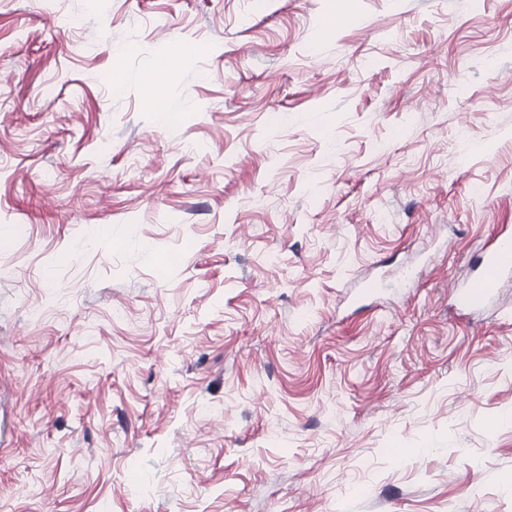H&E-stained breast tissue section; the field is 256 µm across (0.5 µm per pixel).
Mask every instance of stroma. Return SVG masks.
I'll return each mask as SVG.
<instances>
[{
    "label": "stroma",
    "mask_w": 512,
    "mask_h": 512,
    "mask_svg": "<svg viewBox=\"0 0 512 512\" xmlns=\"http://www.w3.org/2000/svg\"><path fill=\"white\" fill-rule=\"evenodd\" d=\"M502 225L512 0H0V512H512ZM194 50V45L181 43L172 52L165 55L161 62L156 64L153 71L141 75L140 84L145 91L147 106L151 111L158 113L159 116L168 117L170 112L177 111L175 104L165 93L159 81V75L178 65L184 56ZM512 272V234L499 233L490 248H481L462 286L453 290L454 307L459 312H479L487 308L499 282Z\"/></svg>",
    "instance_id": "1"
}]
</instances>
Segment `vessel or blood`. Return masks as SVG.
Returning a JSON list of instances; mask_svg holds the SVG:
<instances>
[{"label": "vessel or blood", "mask_w": 512, "mask_h": 512, "mask_svg": "<svg viewBox=\"0 0 512 512\" xmlns=\"http://www.w3.org/2000/svg\"><path fill=\"white\" fill-rule=\"evenodd\" d=\"M512 272V234H497L490 248L480 250L462 286L453 290L456 310L479 312L487 308L499 282Z\"/></svg>", "instance_id": "1"}]
</instances>
